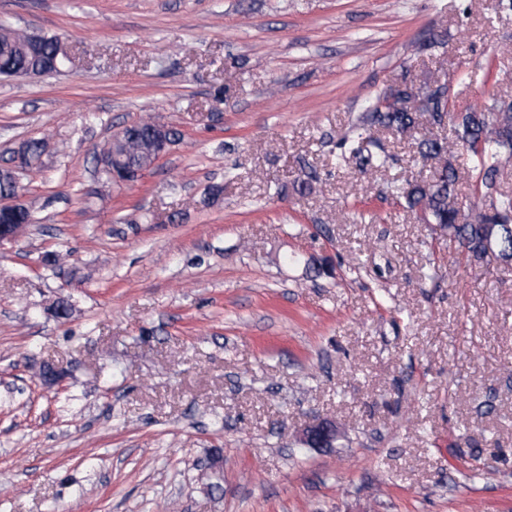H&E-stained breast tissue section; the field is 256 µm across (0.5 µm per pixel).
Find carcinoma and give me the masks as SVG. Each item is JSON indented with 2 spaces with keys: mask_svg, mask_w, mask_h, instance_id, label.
Instances as JSON below:
<instances>
[{
  "mask_svg": "<svg viewBox=\"0 0 512 512\" xmlns=\"http://www.w3.org/2000/svg\"><path fill=\"white\" fill-rule=\"evenodd\" d=\"M70 62L62 42L54 36L31 34L0 27V74L14 75L24 70L65 68ZM465 75L453 80L433 78L415 90L413 81L403 79L396 87L367 101L353 125L354 139L349 154L363 169H382L390 160L372 129L386 130L413 138L417 153L435 162L428 180L405 179L390 185L396 204L413 214L420 224H435L448 239L458 243L468 264H484L490 251L503 263H512V194L497 184L500 169L512 162V101L496 100L484 108L454 111V88ZM451 124L452 138L434 133ZM428 133L417 136L422 125ZM155 122L142 119L127 128L121 140L107 146L102 155L117 153L127 166L144 169L153 163ZM46 151V142H26V167L33 168ZM465 158L472 164L475 181L472 195L480 208L464 209L456 192L455 162ZM16 173L0 169V194L18 192Z\"/></svg>",
  "mask_w": 512,
  "mask_h": 512,
  "instance_id": "carcinoma-1",
  "label": "carcinoma"
}]
</instances>
